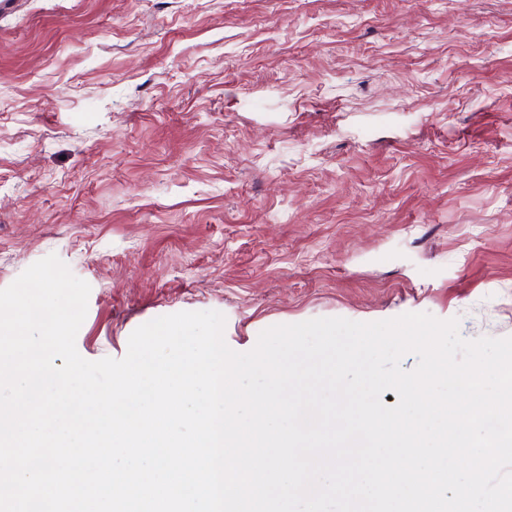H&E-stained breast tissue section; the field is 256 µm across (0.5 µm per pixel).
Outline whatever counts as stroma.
<instances>
[{
	"mask_svg": "<svg viewBox=\"0 0 512 512\" xmlns=\"http://www.w3.org/2000/svg\"><path fill=\"white\" fill-rule=\"evenodd\" d=\"M56 254L75 340L221 312L512 336V0H16L0 288Z\"/></svg>",
	"mask_w": 512,
	"mask_h": 512,
	"instance_id": "stroma-1",
	"label": "stroma"
}]
</instances>
